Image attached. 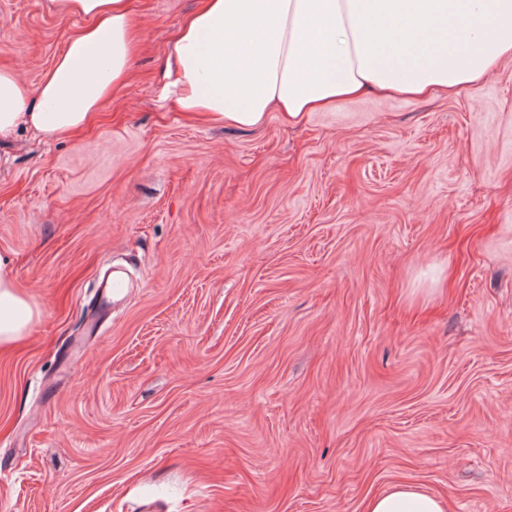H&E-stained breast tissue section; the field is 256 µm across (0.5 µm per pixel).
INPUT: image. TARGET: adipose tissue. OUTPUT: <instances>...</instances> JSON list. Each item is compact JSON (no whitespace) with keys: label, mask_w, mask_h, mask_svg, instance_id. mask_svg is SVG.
<instances>
[{"label":"adipose tissue","mask_w":512,"mask_h":512,"mask_svg":"<svg viewBox=\"0 0 512 512\" xmlns=\"http://www.w3.org/2000/svg\"><path fill=\"white\" fill-rule=\"evenodd\" d=\"M80 16L37 92L0 69V139L57 140L85 128L129 77L139 22L129 0H59ZM512 59V0H202L167 58L178 111L217 124L289 123L366 92L454 95ZM40 311L0 254V347ZM364 512H452L447 497L394 482Z\"/></svg>","instance_id":"1"}]
</instances>
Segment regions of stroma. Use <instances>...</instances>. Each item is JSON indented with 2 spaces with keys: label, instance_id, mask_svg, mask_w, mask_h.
<instances>
[{
  "label": "stroma",
  "instance_id": "stroma-1",
  "mask_svg": "<svg viewBox=\"0 0 512 512\" xmlns=\"http://www.w3.org/2000/svg\"><path fill=\"white\" fill-rule=\"evenodd\" d=\"M199 4L131 0L94 124L0 142V253L40 310L0 352V512H363L395 481L512 512V60L216 126L165 77ZM81 23L0 0V68L37 88Z\"/></svg>",
  "mask_w": 512,
  "mask_h": 512
}]
</instances>
